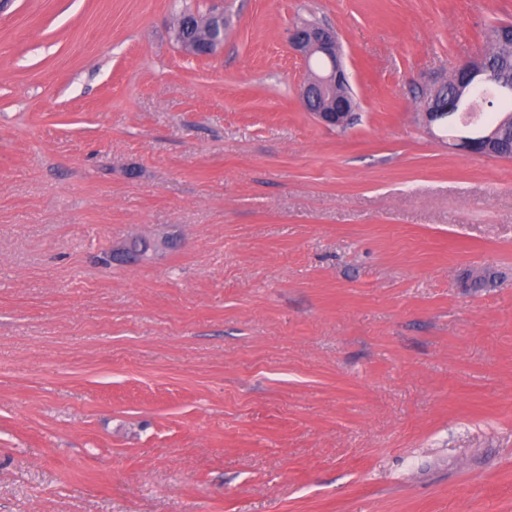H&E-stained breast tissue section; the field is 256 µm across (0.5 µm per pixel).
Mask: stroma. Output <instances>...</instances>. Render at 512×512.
<instances>
[{
  "label": "stroma",
  "instance_id": "1",
  "mask_svg": "<svg viewBox=\"0 0 512 512\" xmlns=\"http://www.w3.org/2000/svg\"><path fill=\"white\" fill-rule=\"evenodd\" d=\"M185 3L0 10V512H512V158L421 120L512 0ZM185 9L186 11L183 9L179 13L175 25L178 30L177 43L181 42L183 44L193 43L197 40L199 30L196 25V15L203 16L204 14L200 13L199 10L193 11L191 7H186ZM288 45L303 58L308 69L314 56L325 58L326 66L319 73L311 74L302 88L301 98L308 111L309 97L314 102L322 98V106L314 108L312 114L329 128H346L356 108V99L350 91L349 76L341 60L336 32L328 26L295 25L289 29ZM167 244L168 237L161 239H136L121 250H117V252L111 250L109 252V259L112 260V253H114V256L119 257L125 263H135L146 258L149 253H157L160 250H164Z\"/></svg>",
  "mask_w": 512,
  "mask_h": 512
}]
</instances>
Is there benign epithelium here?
Segmentation results:
<instances>
[{
	"label": "benign epithelium",
	"instance_id": "obj_1",
	"mask_svg": "<svg viewBox=\"0 0 512 512\" xmlns=\"http://www.w3.org/2000/svg\"><path fill=\"white\" fill-rule=\"evenodd\" d=\"M288 45L295 53L303 58L305 63L315 57H323L326 66L304 84L301 92L303 104L308 99L320 98L323 104L312 110V114L325 126L333 129H344L349 125L352 112L356 108V99L350 91L348 72L340 55V44L336 32L327 26H298L289 29ZM484 58H478L463 64L456 71V90L451 98L443 96V84L434 85L423 106V118L427 128L434 125H451L455 118H460L468 131L451 138L452 146L456 149L480 157L500 156L499 147L506 139L507 127L497 126L487 131L478 125V114L457 115L459 102L470 97L484 104L493 98L491 94L478 92L485 83ZM168 238H140L114 253L125 263H135L166 248Z\"/></svg>",
	"mask_w": 512,
	"mask_h": 512
}]
</instances>
